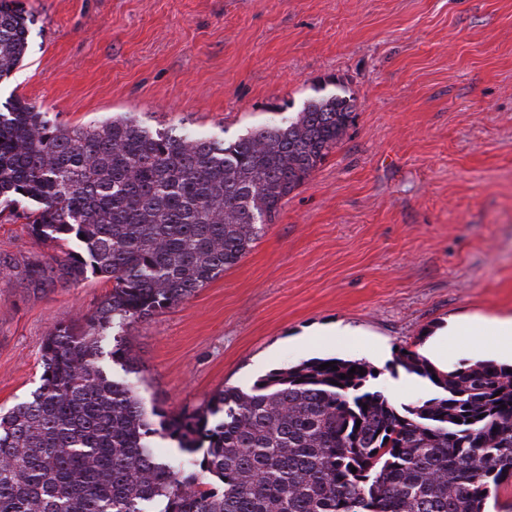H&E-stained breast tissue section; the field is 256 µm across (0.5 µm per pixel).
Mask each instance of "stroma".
<instances>
[{
    "mask_svg": "<svg viewBox=\"0 0 512 512\" xmlns=\"http://www.w3.org/2000/svg\"><path fill=\"white\" fill-rule=\"evenodd\" d=\"M35 17L0 79L65 125L131 112L231 141L331 94L343 139L235 267L125 327L146 405L201 407L312 358L367 359L395 405L435 387L396 365L454 322L512 314V0H21ZM110 285L34 295L0 278V407L40 382L59 322ZM325 339H316L319 330ZM313 343H306V335ZM451 336L449 369L496 358Z\"/></svg>",
    "mask_w": 512,
    "mask_h": 512,
    "instance_id": "1",
    "label": "stroma"
}]
</instances>
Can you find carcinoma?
I'll list each match as a JSON object with an SVG mask.
<instances>
[{"mask_svg": "<svg viewBox=\"0 0 512 512\" xmlns=\"http://www.w3.org/2000/svg\"><path fill=\"white\" fill-rule=\"evenodd\" d=\"M33 22L20 0H0V79ZM355 108L312 100L229 142L131 114L68 127L23 98L0 112V216L58 249L0 254V274L36 295L90 273L112 282L90 314L45 336L41 384L0 414V512H485L512 484V364L442 372L409 351L399 365L437 393L398 407L370 390L369 363L311 359L170 413L102 366L107 354L139 373L113 330L237 265ZM72 239L81 251L64 249ZM159 433L173 455L157 453Z\"/></svg>", "mask_w": 512, "mask_h": 512, "instance_id": "cac0c4a2", "label": "carcinoma"}]
</instances>
